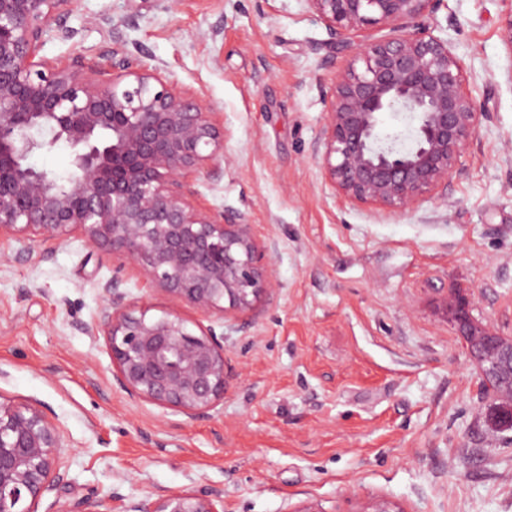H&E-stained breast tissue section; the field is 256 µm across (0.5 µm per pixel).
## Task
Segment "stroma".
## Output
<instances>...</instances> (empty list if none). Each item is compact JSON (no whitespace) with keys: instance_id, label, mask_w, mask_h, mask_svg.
I'll use <instances>...</instances> for the list:
<instances>
[{"instance_id":"stroma-1","label":"stroma","mask_w":512,"mask_h":512,"mask_svg":"<svg viewBox=\"0 0 512 512\" xmlns=\"http://www.w3.org/2000/svg\"><path fill=\"white\" fill-rule=\"evenodd\" d=\"M512 0H438L422 31L449 38L483 111L443 193L401 212L351 202L314 152L341 61L307 0H77L69 40L41 54L103 62L118 28L132 62L157 66L224 116V171L194 200L248 214L272 286L214 322L224 400L187 420L121 390L88 335L119 276L124 303L203 321L149 287L125 257L79 233L22 251L0 239V398L61 423L66 484L38 512L88 496L105 512L177 492L224 495V512H512V428L450 303L512 341Z\"/></svg>"}]
</instances>
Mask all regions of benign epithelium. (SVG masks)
Returning <instances> with one entry per match:
<instances>
[{
  "mask_svg": "<svg viewBox=\"0 0 512 512\" xmlns=\"http://www.w3.org/2000/svg\"><path fill=\"white\" fill-rule=\"evenodd\" d=\"M329 44L345 58L336 74L319 156L324 178L344 198L389 211L407 209L439 189L469 147L482 117L467 89L462 60L448 40L416 21L437 0H307ZM76 0H0V237L48 243L74 232L96 249L136 264L151 286L202 317L248 307L270 286L265 252L250 218L194 203L192 179L219 175L224 126L202 97L180 90L156 68L133 65L119 48L107 68L59 66L39 55L47 39L70 37L51 20ZM366 25L389 30L362 35ZM417 114L418 140L405 155L378 132L394 105ZM73 149L75 171L56 177L22 164L46 144ZM120 280L86 327L105 337L113 378L124 391L189 420L224 401V344L210 327L194 333L178 315L126 309ZM472 354L512 372V344H476L469 302L454 303ZM59 424L36 402L0 400V512H36L65 482ZM80 497L60 512H101ZM218 492L149 497L123 512H222Z\"/></svg>",
  "mask_w": 512,
  "mask_h": 512,
  "instance_id": "1",
  "label": "benign epithelium"
}]
</instances>
